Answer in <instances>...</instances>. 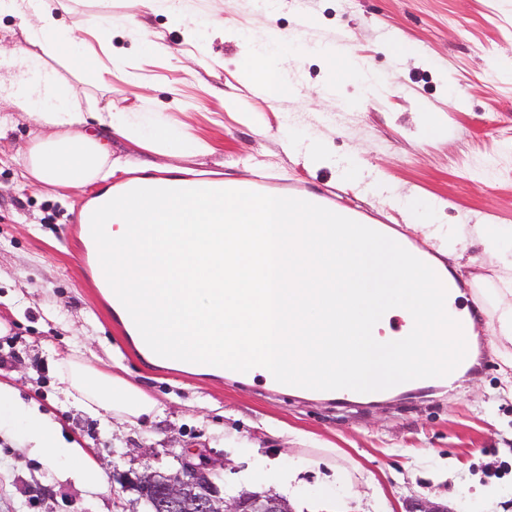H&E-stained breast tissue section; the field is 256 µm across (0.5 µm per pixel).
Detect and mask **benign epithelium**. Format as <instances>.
<instances>
[{"mask_svg":"<svg viewBox=\"0 0 512 512\" xmlns=\"http://www.w3.org/2000/svg\"><path fill=\"white\" fill-rule=\"evenodd\" d=\"M223 467V460L211 457L205 448L186 451L179 470L163 476L165 501L172 507L189 503L188 512H292L287 501L273 495L244 492L225 499L213 480ZM116 479L122 487L136 490L142 499L154 490L155 473L148 470L121 473Z\"/></svg>","mask_w":512,"mask_h":512,"instance_id":"1","label":"benign epithelium"}]
</instances>
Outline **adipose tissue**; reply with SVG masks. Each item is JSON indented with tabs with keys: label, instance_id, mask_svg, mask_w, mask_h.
Segmentation results:
<instances>
[{
	"label": "adipose tissue",
	"instance_id": "adipose-tissue-1",
	"mask_svg": "<svg viewBox=\"0 0 512 512\" xmlns=\"http://www.w3.org/2000/svg\"><path fill=\"white\" fill-rule=\"evenodd\" d=\"M99 5L92 44L65 24L54 0H0V15L18 18L23 37L8 53L14 73L0 77V102L27 113L42 130L23 152V175L32 184H103L84 213L113 244H132L135 263L126 287L154 308V344L302 387L328 382L337 390L353 380L376 386L389 374L433 376L449 365L470 334L460 333L433 299L427 272L397 261L366 225L328 224L309 215L284 221L274 196L171 197L162 192L168 179L154 176L145 182L159 194L143 201L128 195L123 176L134 167L113 158L108 136L159 153L176 140L190 154L213 148L185 132L173 137L164 113L97 103L50 68L51 60L65 56L97 79L111 74L95 47L112 38V0ZM296 40L293 34L247 39L245 69L267 85L271 103L297 93L284 58ZM137 224L155 230L133 244L128 231ZM394 317L403 321L397 333L389 327ZM58 367L66 402L102 421L137 426L164 412L139 386L94 365L83 345H74ZM0 410L22 420L36 454L61 452L71 459L80 488H105V472L85 448L61 443L58 421L20 402L1 382Z\"/></svg>",
	"mask_w": 512,
	"mask_h": 512
}]
</instances>
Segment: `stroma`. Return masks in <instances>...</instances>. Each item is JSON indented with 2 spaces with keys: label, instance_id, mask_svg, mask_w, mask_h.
<instances>
[{
  "label": "stroma",
  "instance_id": "1",
  "mask_svg": "<svg viewBox=\"0 0 512 512\" xmlns=\"http://www.w3.org/2000/svg\"><path fill=\"white\" fill-rule=\"evenodd\" d=\"M224 26L197 37L139 0H112L111 87L90 88L68 60L54 69L77 89L111 97L117 107L150 106L211 143L213 153L158 154L113 139L114 156L159 169L178 167L227 180L251 178L255 164L301 188H343L370 204L420 248L429 231L451 235L463 224L512 228V0H277L275 12L254 0H188ZM310 26L291 77L299 93L271 105L244 79L246 36ZM136 16L140 27L123 24ZM348 40L378 77L371 96L361 78L327 86L320 45ZM204 55V65L193 56ZM445 113L434 131L432 111ZM0 381L17 398L62 425L64 439L91 449L107 475L175 472L188 448L224 460L225 498L244 491L275 494L256 482L253 449L297 472L293 512H407L428 501L446 512H505L512 502V393L493 329L499 287L494 255L475 246L455 273L479 324L471 361L453 384H402L378 401L316 399L266 385L192 375L142 359L114 316L95 271L82 262L74 232L88 199L82 190L39 189L22 176V151L40 134L6 104L0 117ZM325 135L328 157L285 152L279 134ZM360 158L364 173L347 183L341 166ZM92 362L137 384L165 412L140 426L103 428L81 410L63 409L55 364L73 341ZM65 457L34 455L21 423L0 418V512H129L135 491L92 493L76 487Z\"/></svg>",
  "mask_w": 512,
  "mask_h": 512
}]
</instances>
